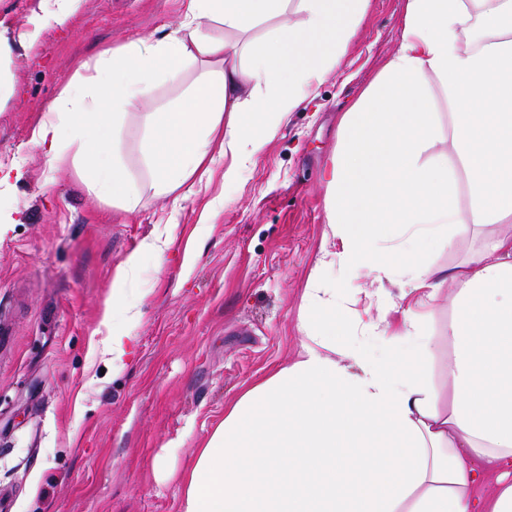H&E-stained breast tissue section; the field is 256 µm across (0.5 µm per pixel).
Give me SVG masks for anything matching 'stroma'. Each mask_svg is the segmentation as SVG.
<instances>
[{"mask_svg":"<svg viewBox=\"0 0 512 512\" xmlns=\"http://www.w3.org/2000/svg\"><path fill=\"white\" fill-rule=\"evenodd\" d=\"M43 9L0 0L12 47L0 79L14 89L0 101V168L23 172L0 186V209L16 217L0 232V512H179V485L157 479L155 460L182 471L225 407L301 347L303 293L334 244L323 169L341 111L398 45L405 0H369L336 69L233 185L218 157L181 203L148 188L131 112L122 157L144 187L133 214L96 198L74 166L47 173L33 131L82 64L162 37L182 0H82L66 26L39 30ZM158 237L161 266L140 251ZM376 248L392 279L363 276L343 291L346 331L402 319V256L384 238ZM136 252L127 294L138 318L105 325L117 270ZM116 327L133 336L117 371L104 349Z\"/></svg>","mask_w":512,"mask_h":512,"instance_id":"1","label":"stroma"}]
</instances>
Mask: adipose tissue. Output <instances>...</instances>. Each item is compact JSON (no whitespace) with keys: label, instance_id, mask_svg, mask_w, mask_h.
<instances>
[{"label":"adipose tissue","instance_id":"ef3b65f1","mask_svg":"<svg viewBox=\"0 0 512 512\" xmlns=\"http://www.w3.org/2000/svg\"><path fill=\"white\" fill-rule=\"evenodd\" d=\"M368 4L185 0L162 38L86 65L34 142L49 170L74 163L96 197L135 213L142 192L120 158L124 120L192 67L176 102L141 115L151 186L188 198L216 154L230 158L224 181L236 183L335 70ZM214 25L223 37L210 35ZM324 181L338 247L322 250L318 272L383 280L390 270L373 245L391 237L412 291L430 300L454 285L448 387L429 381L439 339L419 314L405 312L396 331L380 318L344 334L338 292L310 278L304 301L318 315L299 325L296 360L225 409L180 474V512H512V233L447 268L422 253L512 222V0H406L398 46L343 113Z\"/></svg>","mask_w":512,"mask_h":512}]
</instances>
